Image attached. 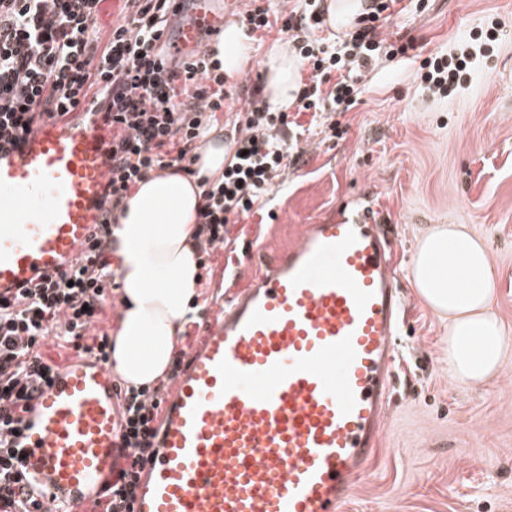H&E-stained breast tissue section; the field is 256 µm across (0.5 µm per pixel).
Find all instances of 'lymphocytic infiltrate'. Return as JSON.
I'll use <instances>...</instances> for the list:
<instances>
[{"mask_svg": "<svg viewBox=\"0 0 512 512\" xmlns=\"http://www.w3.org/2000/svg\"><path fill=\"white\" fill-rule=\"evenodd\" d=\"M127 11L107 41L97 36L102 0H0V146L17 144L46 117H65L87 98L102 105L112 129V178L103 200L105 222L71 268L0 298V512H40L30 480L17 466L14 443L21 414L48 388L58 366L45 357L48 338L77 354L109 360L108 334L93 332L116 272L108 258L112 226L144 179L169 169L190 171L218 112L233 108L239 92L224 88L209 52L174 58L164 39L173 0H125ZM397 0H371L354 30L340 44L310 40L322 13L288 17L281 31L311 70L296 107L301 112L351 111L361 92L358 75L380 57L407 58L412 43L388 42L382 27ZM469 56L434 55L422 79L439 93L454 89ZM252 86L248 112L236 126L230 159L220 178L200 179L202 207L196 231L207 267L211 249L223 244L231 220L263 208L274 179L298 164L281 138L288 115L269 111ZM158 392L127 389L121 413L125 467L91 512H131L130 500L156 437Z\"/></svg>", "mask_w": 512, "mask_h": 512, "instance_id": "lymphocytic-infiltrate-1", "label": "lymphocytic infiltrate"}]
</instances>
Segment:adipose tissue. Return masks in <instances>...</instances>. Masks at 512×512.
I'll return each mask as SVG.
<instances>
[{"label": "adipose tissue", "mask_w": 512, "mask_h": 512, "mask_svg": "<svg viewBox=\"0 0 512 512\" xmlns=\"http://www.w3.org/2000/svg\"><path fill=\"white\" fill-rule=\"evenodd\" d=\"M212 58L228 77L239 75L252 49L240 25L228 23ZM263 99L270 110L291 105L299 91L300 62L275 42L263 61ZM196 177L170 171L139 182L113 229L122 283L121 329L112 341L113 368L128 385L164 375L187 322L199 280ZM419 295L448 319V368L463 384L497 375L512 337L495 315L496 279L485 244L458 224L431 227L419 241L412 268Z\"/></svg>", "instance_id": "obj_1"}]
</instances>
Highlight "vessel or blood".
<instances>
[{"mask_svg":"<svg viewBox=\"0 0 512 512\" xmlns=\"http://www.w3.org/2000/svg\"><path fill=\"white\" fill-rule=\"evenodd\" d=\"M171 51L225 25V0H177ZM43 118L0 149V298L69 267L103 220L112 130ZM370 209L303 225L215 310L176 376L132 512H342L384 424L404 300ZM114 378L77 357L23 415L19 466L51 512H80L123 453Z\"/></svg>","mask_w":512,"mask_h":512,"instance_id":"1","label":"vessel or blood"}]
</instances>
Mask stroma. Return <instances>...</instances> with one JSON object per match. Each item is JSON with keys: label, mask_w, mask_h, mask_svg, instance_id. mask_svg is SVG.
<instances>
[{"label": "stroma", "mask_w": 512, "mask_h": 512, "mask_svg": "<svg viewBox=\"0 0 512 512\" xmlns=\"http://www.w3.org/2000/svg\"><path fill=\"white\" fill-rule=\"evenodd\" d=\"M388 30L412 40L417 62L381 58L341 132L300 114L286 129L300 162L275 180L264 215L228 225L200 299L254 273L250 243L266 256L298 227L368 196L394 239L406 299L392 399L376 458L344 512H512V348L490 381L466 385L448 370V320L418 295L412 257L434 224L481 239L496 274L494 309L512 334V0H402ZM467 49L471 67L445 96L419 62Z\"/></svg>", "instance_id": "stroma-1"}]
</instances>
